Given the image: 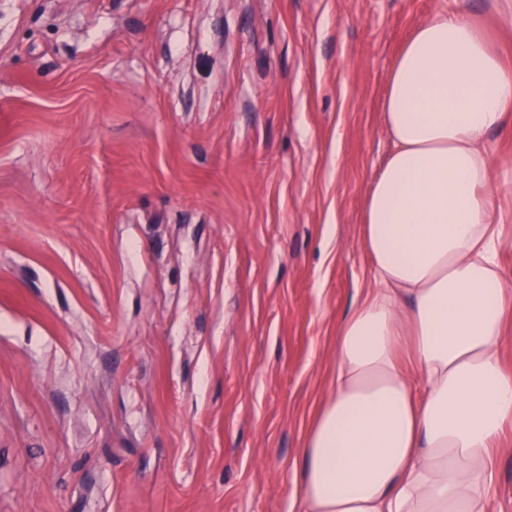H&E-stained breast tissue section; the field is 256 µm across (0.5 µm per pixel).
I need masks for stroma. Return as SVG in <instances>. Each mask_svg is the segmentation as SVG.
<instances>
[{
  "instance_id": "1",
  "label": "stroma",
  "mask_w": 512,
  "mask_h": 512,
  "mask_svg": "<svg viewBox=\"0 0 512 512\" xmlns=\"http://www.w3.org/2000/svg\"><path fill=\"white\" fill-rule=\"evenodd\" d=\"M452 7L0 0V512H290L390 67Z\"/></svg>"
}]
</instances>
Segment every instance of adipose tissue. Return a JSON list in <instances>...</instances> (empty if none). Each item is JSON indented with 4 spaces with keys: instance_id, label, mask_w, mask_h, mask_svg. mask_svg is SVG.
Instances as JSON below:
<instances>
[{
    "instance_id": "1",
    "label": "adipose tissue",
    "mask_w": 512,
    "mask_h": 512,
    "mask_svg": "<svg viewBox=\"0 0 512 512\" xmlns=\"http://www.w3.org/2000/svg\"><path fill=\"white\" fill-rule=\"evenodd\" d=\"M391 150L364 201L368 282L302 448L293 512H485L512 372L489 134L505 64L464 0L417 23L383 100Z\"/></svg>"
}]
</instances>
